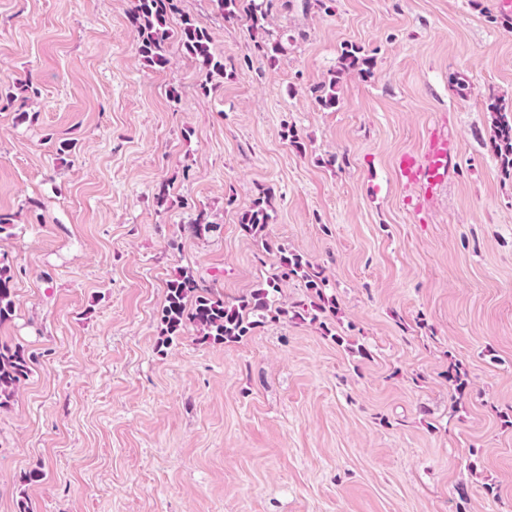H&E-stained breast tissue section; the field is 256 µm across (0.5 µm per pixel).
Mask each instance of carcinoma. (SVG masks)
<instances>
[{
	"instance_id": "1",
	"label": "carcinoma",
	"mask_w": 512,
	"mask_h": 512,
	"mask_svg": "<svg viewBox=\"0 0 512 512\" xmlns=\"http://www.w3.org/2000/svg\"><path fill=\"white\" fill-rule=\"evenodd\" d=\"M246 16L251 30L264 28L268 10L264 3L250 0ZM178 20L177 35L186 52L198 61L207 76L224 74V56L216 54L211 47V35L207 26L198 18L181 9V0H137L131 13L130 24L138 33L139 54L149 63L159 67L167 63L164 45L171 37L170 19ZM372 58L360 55V48L353 44L344 45L341 51V69L356 70L362 74L371 71ZM315 99L324 108L339 104L336 84L314 88ZM498 116L494 126L493 151L502 164L512 167V113L496 109ZM267 213L263 202L257 200L251 209L243 212L240 224L252 234H260L267 224ZM284 276H300L310 290L309 306L297 311L293 317L319 321L337 313L336 300L325 293V278L297 254L281 252L279 259ZM166 306L161 321L164 332L173 335L184 326L191 324L199 336L214 343L231 342L250 333L256 325L267 318L288 314L277 305L279 280L271 277L265 284L237 306H230L224 298L202 288L192 274L181 272L166 284ZM194 298L187 304V298ZM15 291L10 267L0 265V324L12 319L15 313ZM35 363L34 357L19 345L0 344V408L8 405L19 386L28 379Z\"/></svg>"
}]
</instances>
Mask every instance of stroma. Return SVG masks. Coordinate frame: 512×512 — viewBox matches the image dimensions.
Here are the masks:
<instances>
[{"instance_id": "stroma-1", "label": "stroma", "mask_w": 512, "mask_h": 512, "mask_svg": "<svg viewBox=\"0 0 512 512\" xmlns=\"http://www.w3.org/2000/svg\"><path fill=\"white\" fill-rule=\"evenodd\" d=\"M135 3L0 0V343L36 358L0 408V512H512V170L491 149L512 16L274 0L271 65L245 16L182 0L224 57L208 78L178 37L166 66L139 55ZM347 43L370 73L341 72ZM433 135L456 155L425 195L396 160ZM284 249L323 269L329 330L291 318L293 276L288 316L238 342L163 338L179 271L234 303ZM267 213L263 208V200L257 199L251 209L244 211L240 217V224L252 234L259 235L267 224ZM13 275L7 265H0V324L10 321L15 313Z\"/></svg>"}]
</instances>
